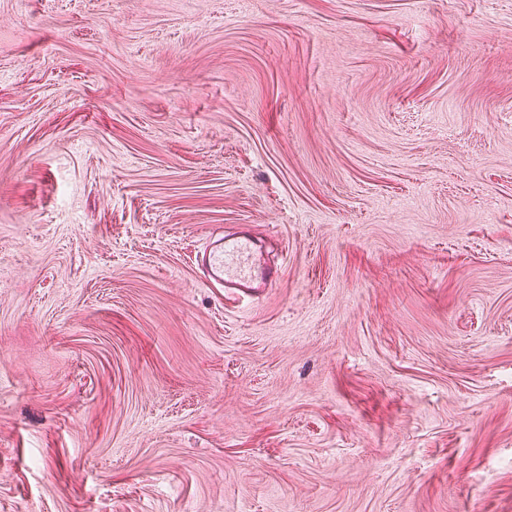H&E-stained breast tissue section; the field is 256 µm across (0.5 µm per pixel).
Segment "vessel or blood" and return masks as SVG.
I'll return each instance as SVG.
<instances>
[{
  "label": "vessel or blood",
  "mask_w": 512,
  "mask_h": 512,
  "mask_svg": "<svg viewBox=\"0 0 512 512\" xmlns=\"http://www.w3.org/2000/svg\"><path fill=\"white\" fill-rule=\"evenodd\" d=\"M199 278L232 295L262 291L280 277L279 270L263 265L253 237L214 236L196 259Z\"/></svg>",
  "instance_id": "1"
}]
</instances>
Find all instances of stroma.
Segmentation results:
<instances>
[{
  "label": "stroma",
  "instance_id": "stroma-1",
  "mask_svg": "<svg viewBox=\"0 0 512 512\" xmlns=\"http://www.w3.org/2000/svg\"><path fill=\"white\" fill-rule=\"evenodd\" d=\"M0 512H512V0H0ZM196 268L204 283L228 295L260 292L280 277L278 269L261 264L258 244L246 235L214 236L197 257Z\"/></svg>",
  "mask_w": 512,
  "mask_h": 512
}]
</instances>
